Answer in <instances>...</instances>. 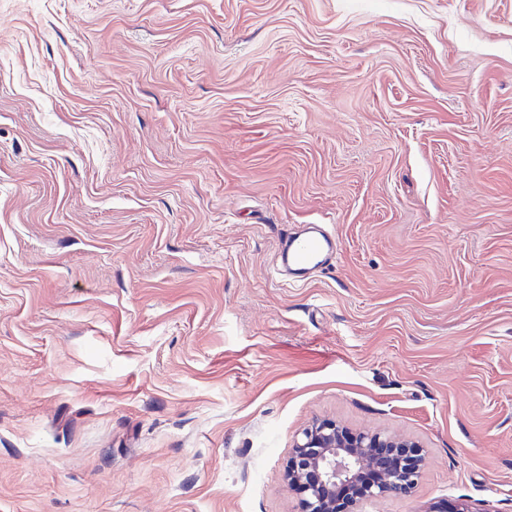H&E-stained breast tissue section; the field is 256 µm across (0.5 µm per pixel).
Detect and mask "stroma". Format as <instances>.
<instances>
[{"mask_svg": "<svg viewBox=\"0 0 512 512\" xmlns=\"http://www.w3.org/2000/svg\"><path fill=\"white\" fill-rule=\"evenodd\" d=\"M316 418L512 512V0H0V512H298ZM337 250L334 234L318 232L305 236H284L277 248L280 269L302 276L321 266L325 257Z\"/></svg>", "mask_w": 512, "mask_h": 512, "instance_id": "obj_1", "label": "stroma"}]
</instances>
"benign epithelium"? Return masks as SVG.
<instances>
[{
	"mask_svg": "<svg viewBox=\"0 0 512 512\" xmlns=\"http://www.w3.org/2000/svg\"><path fill=\"white\" fill-rule=\"evenodd\" d=\"M423 464L410 439L317 419L295 436L284 477L300 512H361L365 501L410 494Z\"/></svg>",
	"mask_w": 512,
	"mask_h": 512,
	"instance_id": "obj_1",
	"label": "benign epithelium"
}]
</instances>
